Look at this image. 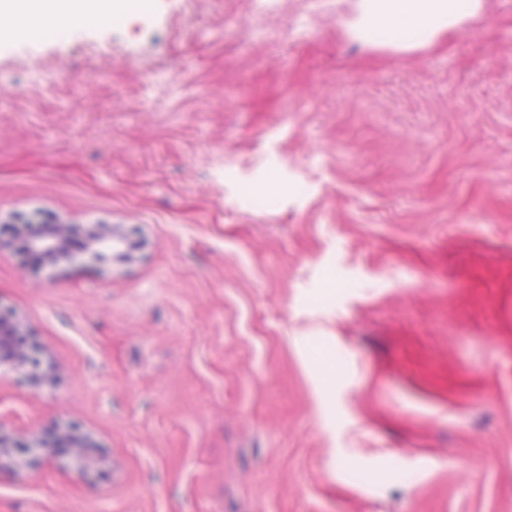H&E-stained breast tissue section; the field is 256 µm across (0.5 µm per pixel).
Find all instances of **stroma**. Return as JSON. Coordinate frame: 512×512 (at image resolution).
I'll return each mask as SVG.
<instances>
[{
	"label": "stroma",
	"instance_id": "obj_1",
	"mask_svg": "<svg viewBox=\"0 0 512 512\" xmlns=\"http://www.w3.org/2000/svg\"><path fill=\"white\" fill-rule=\"evenodd\" d=\"M0 15V225L124 224L133 262L0 248L53 387L0 375V512H512V0L383 39L358 0ZM14 431L0 414V477L4 473L16 474L20 468L40 467L56 459L70 460L80 472L94 469L100 462V451L96 437L83 431L79 425L66 428H50L31 445L16 453Z\"/></svg>",
	"mask_w": 512,
	"mask_h": 512
}]
</instances>
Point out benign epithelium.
<instances>
[{"mask_svg": "<svg viewBox=\"0 0 512 512\" xmlns=\"http://www.w3.org/2000/svg\"><path fill=\"white\" fill-rule=\"evenodd\" d=\"M82 233L79 224H36L21 220L20 234L29 252L54 266L72 265L84 259L100 261L108 249L117 255L127 252V233L120 225L96 226L85 234L84 247L79 252L69 248V241ZM24 371L36 386L50 382L48 370L28 334L19 324L0 312V369ZM14 431L0 417V475L14 474L24 467H40L56 459L70 460L85 473L100 462V445L96 437L71 424L66 428H50L43 436L15 452Z\"/></svg>", "mask_w": 512, "mask_h": 512, "instance_id": "benign-epithelium-1", "label": "benign epithelium"}]
</instances>
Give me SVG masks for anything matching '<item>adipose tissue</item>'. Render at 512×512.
Segmentation results:
<instances>
[{
  "mask_svg": "<svg viewBox=\"0 0 512 512\" xmlns=\"http://www.w3.org/2000/svg\"><path fill=\"white\" fill-rule=\"evenodd\" d=\"M113 0H0V12L29 17L38 26L74 25L112 11ZM364 26L399 29L453 25L462 18L460 0H359Z\"/></svg>",
  "mask_w": 512,
  "mask_h": 512,
  "instance_id": "adipose-tissue-1",
  "label": "adipose tissue"
}]
</instances>
